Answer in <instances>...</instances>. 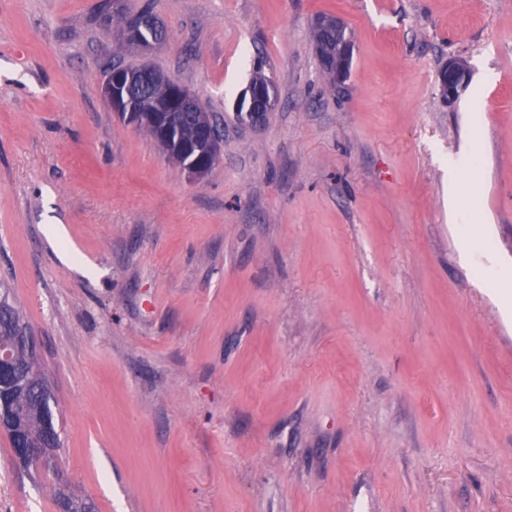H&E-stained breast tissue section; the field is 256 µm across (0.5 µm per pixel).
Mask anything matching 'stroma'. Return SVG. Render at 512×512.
<instances>
[{
  "label": "stroma",
  "mask_w": 512,
  "mask_h": 512,
  "mask_svg": "<svg viewBox=\"0 0 512 512\" xmlns=\"http://www.w3.org/2000/svg\"><path fill=\"white\" fill-rule=\"evenodd\" d=\"M115 5L165 40L119 50ZM321 14L353 37L340 87ZM113 63L219 118L204 178L105 104ZM505 279L512 0H0V283L62 443L37 472L0 433V512H61L60 486L94 512H512ZM461 72L454 60L448 61L440 71L441 94L445 101L452 102L461 92L464 81L460 77ZM248 96H246L247 100L245 102V95L239 100V104H244L247 110V118L248 122L254 125L262 124L266 121L270 112H273V106L265 107L263 103L259 100L257 95L249 89Z\"/></svg>",
  "instance_id": "obj_1"
}]
</instances>
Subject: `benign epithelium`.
Wrapping results in <instances>:
<instances>
[{"label":"benign epithelium","mask_w":512,"mask_h":512,"mask_svg":"<svg viewBox=\"0 0 512 512\" xmlns=\"http://www.w3.org/2000/svg\"><path fill=\"white\" fill-rule=\"evenodd\" d=\"M154 26L151 18L142 16L127 25L121 32V38L131 47L148 50L155 42L145 41L139 31ZM152 69L146 65L132 71L122 66H114L107 74L102 86V95L113 112L125 122L140 128L150 126L155 136L168 143L172 154L187 158V172L193 177L206 174L218 158V138L215 132V121L212 116L205 114L198 97L187 87L178 84L163 75H158L157 88L160 90L161 104L150 111H142L134 89L146 82L147 74ZM441 94L444 100L451 102L461 92L464 81L455 61L450 60L439 74ZM239 103L245 104L248 122L254 125L266 121L273 107L264 106L253 91H248L245 99ZM200 113V127L206 144L191 146L183 144L174 133L179 129V123L184 119V113ZM34 351L32 337L25 333L16 337L10 351L0 352V382L17 372L18 357ZM6 429L20 438L24 434L20 420L6 412L3 401L0 400V430ZM16 461L24 467H33L42 460V453L36 448H26L18 445L14 448Z\"/></svg>","instance_id":"benign-epithelium-1"}]
</instances>
